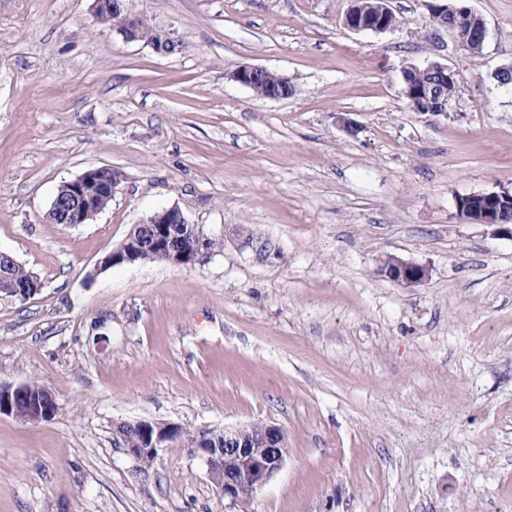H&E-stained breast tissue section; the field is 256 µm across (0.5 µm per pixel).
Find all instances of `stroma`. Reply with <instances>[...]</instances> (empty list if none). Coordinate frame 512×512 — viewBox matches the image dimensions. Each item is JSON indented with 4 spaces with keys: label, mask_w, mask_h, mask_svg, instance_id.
Masks as SVG:
<instances>
[{
    "label": "stroma",
    "mask_w": 512,
    "mask_h": 512,
    "mask_svg": "<svg viewBox=\"0 0 512 512\" xmlns=\"http://www.w3.org/2000/svg\"><path fill=\"white\" fill-rule=\"evenodd\" d=\"M466 3L478 54L427 0H389L383 33L344 26L352 0H126L182 42L164 56L94 0H0V251L42 283L0 297V385L61 405L0 416V512H224L189 449L144 468L119 447L114 424L138 419L280 428L249 512H512V236L456 207L512 185V90L493 78L512 0ZM429 62L457 74L440 115L402 93ZM242 65L292 95L257 97ZM91 166L121 173L111 202L52 222ZM172 206L223 250L97 270ZM390 256L430 279L392 282ZM428 2L427 6L433 21L441 26L452 29L455 27V24L460 26L464 22H469L472 24L473 28L478 21L476 35L474 36L475 41H477V46L475 47L474 43H462V45L469 51L483 48L486 39V28L482 18L477 13L467 6L450 7L448 3H443L446 2V0H430ZM450 18L453 19L452 23H448V19ZM267 72L269 70L263 67L242 65L232 73V77L235 81L259 94L258 96L266 99L278 100L292 95L293 85L289 78L283 74H280V84L278 86H267L265 89L261 85V81ZM44 387V386H43ZM45 388V395L42 396V398L36 400V403L32 404L33 407L30 409V413H31V417H30V420H35V421H46V420H49L52 416V411H51V407L53 405H56L57 403V406H53L52 407V410H53V413L54 415L52 416V419L60 412L61 410V407H60V404L58 403V400H56L57 398L55 397V393L51 392L49 390V388L47 387H44Z\"/></svg>",
    "instance_id": "35a3bbf8"
}]
</instances>
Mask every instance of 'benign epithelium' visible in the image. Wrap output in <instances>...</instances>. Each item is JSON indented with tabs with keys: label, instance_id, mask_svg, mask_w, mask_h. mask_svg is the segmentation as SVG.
I'll return each mask as SVG.
<instances>
[{
	"label": "benign epithelium",
	"instance_id": "obj_1",
	"mask_svg": "<svg viewBox=\"0 0 512 512\" xmlns=\"http://www.w3.org/2000/svg\"><path fill=\"white\" fill-rule=\"evenodd\" d=\"M96 14H115L126 17V23L119 34L128 41L144 39L143 33L149 26L147 18L127 13L125 0H94ZM373 12L364 16L359 5H354L346 14L344 25L352 31L384 32L389 30L385 24L386 16L391 12L388 0H372ZM430 15L437 24L453 28L469 22L476 26L474 36L477 45L464 44L468 50L481 49L486 39V28L482 18L467 6L450 7L445 0H429ZM148 44L161 55H174L183 50L182 43L166 33L154 32ZM408 71H423L429 75L454 76V72L446 65L429 63L423 67L410 65ZM268 69L258 66L242 65L232 77L240 84L249 87L259 96L278 100L293 93V85L289 78L280 75V84L263 87L261 81ZM404 96L409 100L416 112L442 114L448 112L449 99L436 97L435 85L427 84L417 89L404 87ZM106 166H92L84 170L77 178L63 183L57 190L50 206L49 217L56 224H84L93 212H100L106 202L112 200L119 180L107 182ZM457 212L464 220L496 226L512 234V188L501 187L472 193L460 198ZM186 219L176 207L164 208L149 215L137 225L128 236L109 252L112 265L135 263L136 256L148 253L163 256L168 263L178 266H195L204 264L211 256L206 250L209 237L198 227L191 225L192 250L180 251L172 248V236L168 225L184 224ZM385 275L391 281L412 288L429 280L430 267L401 260L391 256L383 263ZM41 281L34 277L30 284L1 288L2 294H21V299L29 300L41 291ZM28 386L0 387V415L18 417L16 400L27 396ZM57 403L55 395L45 390V395L36 400L30 409L31 419L46 421L51 418V407ZM142 426L143 440L140 448H127L125 453L139 461L145 456L157 458L167 448L180 441V425L173 422L160 423L147 419H139ZM193 455L198 457L207 468V475L214 483L220 498L224 499V508L234 512L240 506L244 491L253 493L261 491L280 470L287 452L284 433L277 427L267 425L264 436L258 441L247 440V428L236 427L224 429V447L212 446L207 432H200L196 440L189 444Z\"/></svg>",
	"mask_w": 512,
	"mask_h": 512
}]
</instances>
